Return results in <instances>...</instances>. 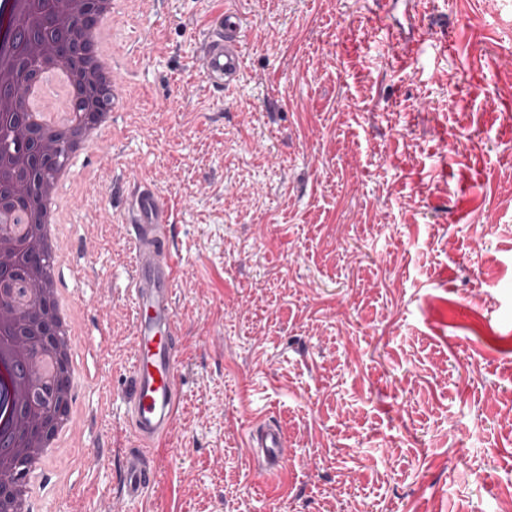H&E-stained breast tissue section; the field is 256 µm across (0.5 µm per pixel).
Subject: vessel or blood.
<instances>
[{"mask_svg":"<svg viewBox=\"0 0 512 512\" xmlns=\"http://www.w3.org/2000/svg\"><path fill=\"white\" fill-rule=\"evenodd\" d=\"M243 17L224 10L210 22L204 49V75L214 87L236 86L244 73L246 41ZM133 248V274L128 280L135 316V350L125 413L138 442L120 464L119 487L130 503H144L154 483L149 450L172 429L180 407L176 339L179 325L173 307L178 275L172 212L159 193L138 190L127 207ZM245 446L257 473H268L288 460V439L280 426L257 417Z\"/></svg>","mask_w":512,"mask_h":512,"instance_id":"obj_1","label":"vessel or blood"}]
</instances>
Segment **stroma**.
Segmentation results:
<instances>
[{
	"instance_id": "stroma-1",
	"label": "stroma",
	"mask_w": 512,
	"mask_h": 512,
	"mask_svg": "<svg viewBox=\"0 0 512 512\" xmlns=\"http://www.w3.org/2000/svg\"><path fill=\"white\" fill-rule=\"evenodd\" d=\"M247 24L207 84L210 14ZM140 114L70 197L82 512H134L119 466L136 348L124 211L175 221L183 409L147 512H500L512 503V0H148L115 17ZM427 31L413 60L395 39ZM290 457L257 477L254 416ZM243 22V17L231 10L218 12L210 22L203 65L205 78L213 87L228 89L243 77L246 45Z\"/></svg>"
}]
</instances>
